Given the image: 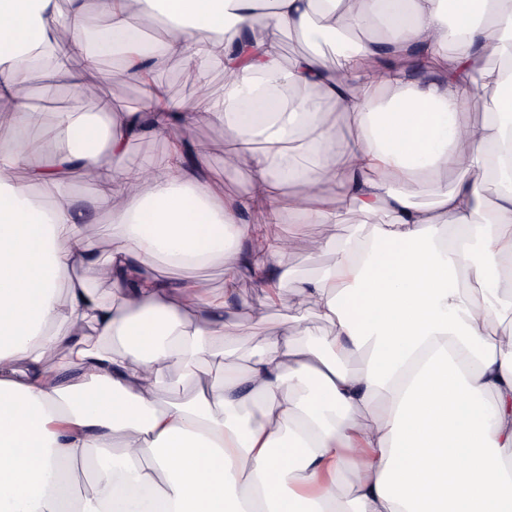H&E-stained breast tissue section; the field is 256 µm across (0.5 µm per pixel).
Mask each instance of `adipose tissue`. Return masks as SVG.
Masks as SVG:
<instances>
[{"label":"adipose tissue","instance_id":"ef3b65f1","mask_svg":"<svg viewBox=\"0 0 512 512\" xmlns=\"http://www.w3.org/2000/svg\"><path fill=\"white\" fill-rule=\"evenodd\" d=\"M92 1L110 22L90 48L76 35ZM70 2L62 13L55 0H0V512H120L119 491L147 493L136 512H300L311 492L318 512H512V328L494 327L512 312L498 292L512 279V0ZM379 13L391 36L347 47ZM163 18L175 27L162 53L195 72L194 101L160 110L152 91L139 111L58 113L63 146L44 161L26 135L42 120L27 96L35 72L16 45L33 58L79 54L87 69L119 48L140 79L154 65L141 39ZM287 30L335 36V64L306 53L282 65ZM217 63L220 97L208 79ZM476 84L490 94L482 122L467 117ZM308 87L317 96L289 94ZM201 116L232 146L226 169L251 170L246 196L205 177L190 141ZM175 125L164 160L127 164L132 140ZM20 168L34 183L75 170L102 186L123 228L106 257L76 202L41 209L16 182ZM329 180L366 218L389 217L328 240L334 262L295 286L289 306L313 307L331 334L256 337L249 370L227 376L212 348L234 333L218 319L225 296L242 269L261 285L287 280L278 264L294 244L246 215L275 224L286 208L338 223ZM492 180L501 191L489 212ZM287 181L297 193L283 195ZM128 185L149 192L130 197ZM214 264L220 295L195 281L169 288L160 273ZM201 305L211 318L190 322ZM358 353L363 366L346 369ZM200 360L197 393L158 407L160 379Z\"/></svg>","mask_w":512,"mask_h":512}]
</instances>
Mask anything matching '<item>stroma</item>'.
Returning <instances> with one entry per match:
<instances>
[{
    "instance_id": "obj_1",
    "label": "stroma",
    "mask_w": 512,
    "mask_h": 512,
    "mask_svg": "<svg viewBox=\"0 0 512 512\" xmlns=\"http://www.w3.org/2000/svg\"><path fill=\"white\" fill-rule=\"evenodd\" d=\"M69 64L81 70L84 80L98 84V98H78L73 87L58 78L55 59L50 55L42 62L43 71L40 76L33 78L27 85L32 104L43 112L45 117L39 134L45 141V154L49 157L53 156L57 149L52 132L56 113L77 110L93 114L107 105L116 112L130 111L141 108L145 102L144 82L130 79L125 75L121 58H104L95 70L83 69L82 59L77 55L71 56ZM152 72L157 88L165 97L182 102L194 100L196 76L178 59H164L153 67ZM191 139L207 146L206 174L223 182L225 194L245 196L250 189L252 173L244 167L236 170L225 169L224 153L227 145L218 130L207 121L200 120L193 127ZM325 189L328 199L340 209L339 223L303 224L295 213L285 212L281 215V221L277 226L279 233L296 238L293 249L281 258L284 268L289 272L287 281L283 282L281 287L283 295L292 294L297 279L314 276L320 269L333 263L334 253L321 249L322 241L331 237L344 239L355 231L357 224L365 220L372 224H382L388 220L387 215L383 213L362 217L360 213L344 205L334 184H326ZM28 193L46 207L51 206L62 195L84 203V221L99 225L101 230L99 254H106L113 236L122 232L121 226L113 224L106 206L98 201L99 185L85 182L79 173H68L56 183L29 187ZM255 310L262 311V319L247 321V313ZM222 318L225 323H239L244 327L243 334L226 338L223 346L224 369L226 374L232 377L245 373L255 360L254 337L280 335L296 322L306 330L308 338L314 341L330 332L329 326L322 323L316 310L309 309L298 316L287 305H266L257 282L245 270L240 271L237 276L235 292L228 298Z\"/></svg>"
}]
</instances>
